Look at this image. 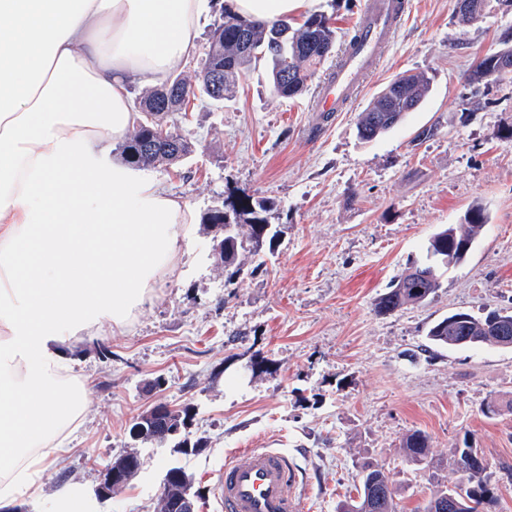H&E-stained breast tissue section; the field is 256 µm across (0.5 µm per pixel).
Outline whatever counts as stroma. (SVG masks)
Wrapping results in <instances>:
<instances>
[{
  "mask_svg": "<svg viewBox=\"0 0 512 512\" xmlns=\"http://www.w3.org/2000/svg\"><path fill=\"white\" fill-rule=\"evenodd\" d=\"M366 3L316 0L338 35L305 92L275 96L259 63L223 106L195 108L185 128L191 155L148 168L191 207L193 236L125 327L77 345L86 410L65 452L11 512H52L66 485L93 491L100 468L124 451L146 464L95 512H158L173 465L192 474L198 512H217L214 476L226 456L248 448L288 452L302 473L305 512H336L369 458L396 487L398 512H423L437 486L457 480L452 452L465 438L488 463L494 512H512V349L446 350L427 340L448 314L512 311V77L473 96L465 89L476 59L512 33V0H488L469 23L456 0H406L345 110L315 111ZM404 72L426 73L430 94L385 134L360 140V112ZM242 189L265 202L277 237L264 257L241 251L232 282L203 218ZM475 205L484 231L465 262L443 271L433 298L377 314L390 281ZM492 398L502 408L488 417L482 407ZM159 401L193 407L201 451L131 439L136 418ZM417 429L436 467L406 463L401 441Z\"/></svg>",
  "mask_w": 512,
  "mask_h": 512,
  "instance_id": "stroma-1",
  "label": "stroma"
}]
</instances>
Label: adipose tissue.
<instances>
[{
	"mask_svg": "<svg viewBox=\"0 0 512 512\" xmlns=\"http://www.w3.org/2000/svg\"><path fill=\"white\" fill-rule=\"evenodd\" d=\"M261 24L312 0H225ZM216 0H0V512L37 483L82 417L70 353L150 299L190 235L187 203L110 160L131 85L197 51Z\"/></svg>",
	"mask_w": 512,
	"mask_h": 512,
	"instance_id": "adipose-tissue-1",
	"label": "adipose tissue"
}]
</instances>
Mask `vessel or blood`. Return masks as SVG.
<instances>
[{
    "instance_id": "b4317fda",
    "label": "vessel or blood",
    "mask_w": 512,
    "mask_h": 512,
    "mask_svg": "<svg viewBox=\"0 0 512 512\" xmlns=\"http://www.w3.org/2000/svg\"><path fill=\"white\" fill-rule=\"evenodd\" d=\"M405 7V0H368L358 21V38L322 88L317 111H341L359 91L365 72L373 67ZM299 484V470L285 452L250 448L225 460L215 479L214 496L221 512H302Z\"/></svg>"
}]
</instances>
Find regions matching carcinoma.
I'll list each match as a JSON object with an SVG mask.
<instances>
[{
  "label": "carcinoma",
  "instance_id": "cac0c4a2",
  "mask_svg": "<svg viewBox=\"0 0 512 512\" xmlns=\"http://www.w3.org/2000/svg\"><path fill=\"white\" fill-rule=\"evenodd\" d=\"M336 43V28L324 13L310 15L297 29L286 23L272 25L257 23L227 8L222 9L213 24L210 42L200 66L192 76H176L181 98L170 112L156 109L165 88L155 89L141 98L146 111L136 118L132 132L120 146L121 157L136 168L159 164H176L193 152V142L183 134L180 124L188 120L191 104L199 98L211 99L206 88L210 73L220 76L219 98L230 97L236 82L247 70L261 62L271 65L272 92L281 98L300 95L320 65L331 53ZM397 89L390 87L361 113L357 130L364 141H372L398 125L405 115L415 110L430 93V78L423 74L400 76ZM224 215H229L238 225L249 226L253 255L273 244L274 236L264 231L266 219L264 204L250 202L244 193L223 204ZM473 219L455 226L453 224L436 233L427 248L428 263L414 262L397 276L380 295L374 309L379 315L392 314L409 304H421L440 288L439 266L449 267L465 261L474 243L481 235L484 217L480 207L470 208ZM242 241L239 234L232 235V242L224 244L218 257L230 271L229 279L239 273L238 255ZM459 321L444 317L428 330L427 339L437 347H473L488 345L504 347L503 335L512 336V313L503 316L508 332L503 333L494 324L492 314L476 317L460 312ZM406 461L412 465L433 466L427 435L420 430L407 433L402 439ZM480 452L468 443L455 446L454 467L464 464L467 472L445 489L432 493L424 512H439L438 496L454 498L459 504L455 512H490L496 503L494 491L489 487L486 468L480 465ZM361 485L357 497L340 502L337 512H397L396 489L384 469L365 460L359 465Z\"/></svg>",
  "mask_w": 512,
  "mask_h": 512
}]
</instances>
